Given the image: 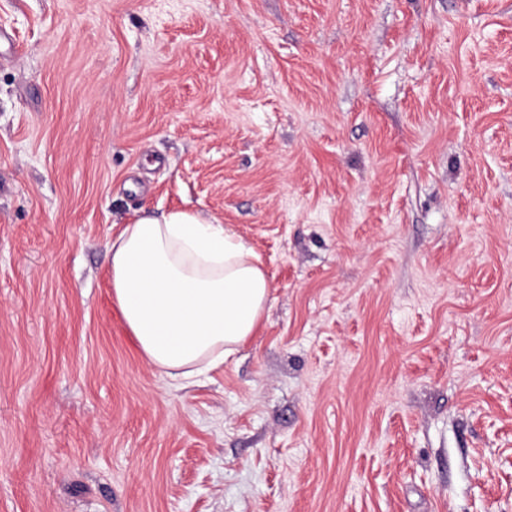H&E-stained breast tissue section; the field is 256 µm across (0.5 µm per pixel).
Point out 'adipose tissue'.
Returning <instances> with one entry per match:
<instances>
[{
  "label": "adipose tissue",
  "mask_w": 512,
  "mask_h": 512,
  "mask_svg": "<svg viewBox=\"0 0 512 512\" xmlns=\"http://www.w3.org/2000/svg\"><path fill=\"white\" fill-rule=\"evenodd\" d=\"M112 300L143 356L172 378L223 363L253 336L270 281L252 247L187 210L128 220L110 245Z\"/></svg>",
  "instance_id": "1"
}]
</instances>
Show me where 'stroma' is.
<instances>
[{
	"label": "stroma",
	"mask_w": 512,
	"mask_h": 512,
	"mask_svg": "<svg viewBox=\"0 0 512 512\" xmlns=\"http://www.w3.org/2000/svg\"><path fill=\"white\" fill-rule=\"evenodd\" d=\"M0 512H512V0H0ZM189 209L271 281L172 380L112 301Z\"/></svg>",
	"instance_id": "stroma-1"
}]
</instances>
